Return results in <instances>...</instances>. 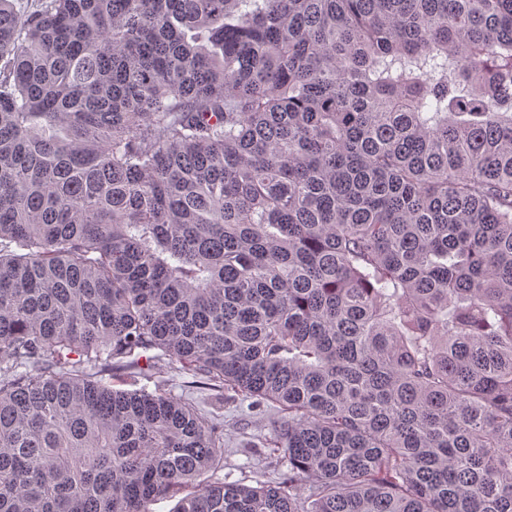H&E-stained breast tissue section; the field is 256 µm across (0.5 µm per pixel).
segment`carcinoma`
I'll return each instance as SVG.
<instances>
[{
  "instance_id": "obj_1",
  "label": "carcinoma",
  "mask_w": 512,
  "mask_h": 512,
  "mask_svg": "<svg viewBox=\"0 0 512 512\" xmlns=\"http://www.w3.org/2000/svg\"><path fill=\"white\" fill-rule=\"evenodd\" d=\"M160 350L284 413L201 477ZM512 512V0H0V512ZM124 363L104 367L102 362L87 367L93 380L125 390L161 389L185 401L224 429V458L204 475L211 482H236L245 486L276 485L288 472V462L281 448L274 447L272 429L284 415L277 405L265 402L250 407L253 399L224 388L204 384L177 362L164 357L151 367L143 360L138 365ZM197 381V382H196ZM212 385L217 383L208 382ZM202 478V479H203Z\"/></svg>"
}]
</instances>
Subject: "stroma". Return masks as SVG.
Returning <instances> with one entry per match:
<instances>
[{
    "label": "stroma",
    "mask_w": 512,
    "mask_h": 512,
    "mask_svg": "<svg viewBox=\"0 0 512 512\" xmlns=\"http://www.w3.org/2000/svg\"><path fill=\"white\" fill-rule=\"evenodd\" d=\"M93 380L125 390H162L185 401L224 431V456L206 473L212 482L245 486L277 484L288 471L283 450L274 447L272 429L282 414L266 402L252 406L250 399L197 381L177 362L162 359L154 365L125 362L90 368Z\"/></svg>",
    "instance_id": "stroma-1"
}]
</instances>
